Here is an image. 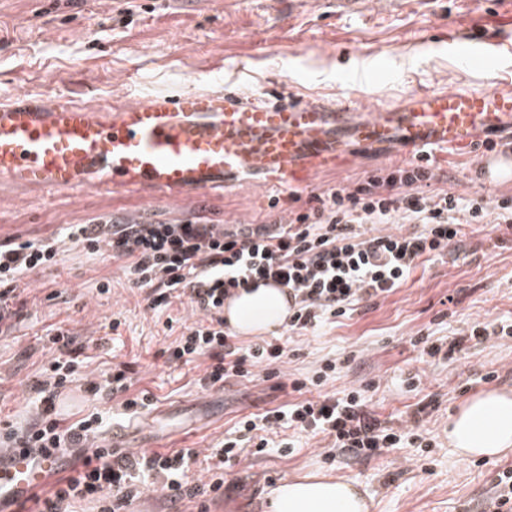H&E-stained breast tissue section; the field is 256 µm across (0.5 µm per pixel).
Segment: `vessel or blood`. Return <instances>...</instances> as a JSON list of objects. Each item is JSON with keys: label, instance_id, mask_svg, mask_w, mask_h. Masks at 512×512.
I'll use <instances>...</instances> for the list:
<instances>
[{"label": "vessel or blood", "instance_id": "b4317fda", "mask_svg": "<svg viewBox=\"0 0 512 512\" xmlns=\"http://www.w3.org/2000/svg\"><path fill=\"white\" fill-rule=\"evenodd\" d=\"M495 46L491 39L470 45L466 67L487 68ZM358 107L353 96L270 105L209 90L95 109L68 94L25 97L0 103V180L195 202L232 176L268 188L306 187L346 170L357 146L393 147L416 160L431 149L467 153L480 136L497 135L500 147L479 154L468 176L488 188L512 185V86L429 91L366 117ZM72 467L56 454L0 450V512H16Z\"/></svg>", "mask_w": 512, "mask_h": 512}]
</instances>
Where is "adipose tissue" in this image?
Instances as JSON below:
<instances>
[{"label":"adipose tissue","mask_w":512,"mask_h":512,"mask_svg":"<svg viewBox=\"0 0 512 512\" xmlns=\"http://www.w3.org/2000/svg\"><path fill=\"white\" fill-rule=\"evenodd\" d=\"M227 324L239 334L271 333L288 317V291L259 285L224 304ZM448 445L462 459H492L512 450V392L490 389L468 398L448 421ZM372 499L355 482L317 473L282 479L267 495V512H370Z\"/></svg>","instance_id":"obj_1"}]
</instances>
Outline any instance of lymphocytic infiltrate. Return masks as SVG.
I'll return each mask as SVG.
<instances>
[{
    "instance_id": "lymphocytic-infiltrate-1",
    "label": "lymphocytic infiltrate",
    "mask_w": 512,
    "mask_h": 512,
    "mask_svg": "<svg viewBox=\"0 0 512 512\" xmlns=\"http://www.w3.org/2000/svg\"><path fill=\"white\" fill-rule=\"evenodd\" d=\"M429 162L415 161L369 175L355 188L328 190L317 205L288 222L226 227L185 220L177 224H72L62 234L37 243L0 240V334H9L20 316L14 304L21 283L59 263L66 243L89 255L120 261L130 287L145 294L149 309L189 304L199 318L169 350L168 362L185 365L206 358L199 385L223 388L232 379L268 381L281 377L286 346L273 342L239 345L224 328V302L254 282L270 281L288 290V334L304 335L336 322L360 303L391 295L423 262L443 255L466 224L484 223L487 205L446 191L424 194L434 179ZM512 335V324L475 323L452 341L418 337L423 354L453 359L467 342ZM58 350L43 366L30 390L35 411L20 430L0 433V446L67 454L78 469L55 479L31 499V512H70L74 502L98 503L99 512H127L145 485L176 499L204 498L224 488V470L243 451L264 454L270 435L281 448L294 446L293 434H324L327 458L371 456L386 448H428L432 442L415 428L434 411L419 402L413 428L390 424L369 409L362 390L349 388L319 400L289 402L239 419L233 431L209 446V481L188 482L198 452L98 449L102 420L97 413L70 420L55 401L76 382L85 366L84 346L75 334L55 329ZM130 364L115 367L103 380L87 381L93 398L122 395L125 415L148 411L152 395L138 389Z\"/></svg>"
}]
</instances>
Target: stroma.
I'll return each instance as SVG.
<instances>
[{
  "instance_id": "35a3bbf8",
  "label": "stroma",
  "mask_w": 512,
  "mask_h": 512,
  "mask_svg": "<svg viewBox=\"0 0 512 512\" xmlns=\"http://www.w3.org/2000/svg\"><path fill=\"white\" fill-rule=\"evenodd\" d=\"M512 25L505 0H482L474 12L456 0H372L362 12H337L329 0H0V101L26 95L68 93L90 106H123L147 94L185 89L224 90L266 101L333 103L356 93L364 111L405 103L422 90L484 87L512 75V56L493 58L473 71L461 50L448 46L449 30L463 43L484 41ZM472 156L449 155L434 165L437 188L468 198L493 194L470 180ZM392 153L359 155L342 173L308 187L273 191L239 178L215 188L199 204L210 224H261L288 220L314 205L315 195L354 187L366 176L394 167ZM174 224L189 219L184 206L159 196H108L84 189L35 192L0 182V239L38 241L68 224L101 220ZM107 281L111 290L99 292ZM23 317L0 336V430L31 416L29 384L53 352L45 337L55 325L86 346L89 377L113 365L136 362L139 386L157 400L148 426L122 423L117 400L78 393L71 409L99 413L106 426L123 427L139 450L207 448L243 415L299 397L367 387L369 405L401 423L430 397L437 409L422 422L432 448H394L372 457L326 460L324 434L303 433L293 453L244 457L224 471L223 495L210 512H264L269 489L288 475L320 471L359 482L373 512H481L498 475L512 469V452L462 460L448 446V417L464 401L489 389H512V336L472 345L455 362L422 355L411 337H450L477 322L512 323V232L490 224L464 226L444 255L419 265L388 298L358 308L319 335L293 337L296 354L284 365V390L255 381L203 391L205 360L164 363L161 350L194 316L190 307L148 308L129 288L119 262L87 257L79 249L32 276L20 296ZM117 331H110L111 322ZM109 337L108 348L97 341ZM336 370L321 386L293 392L326 361Z\"/></svg>"
}]
</instances>
